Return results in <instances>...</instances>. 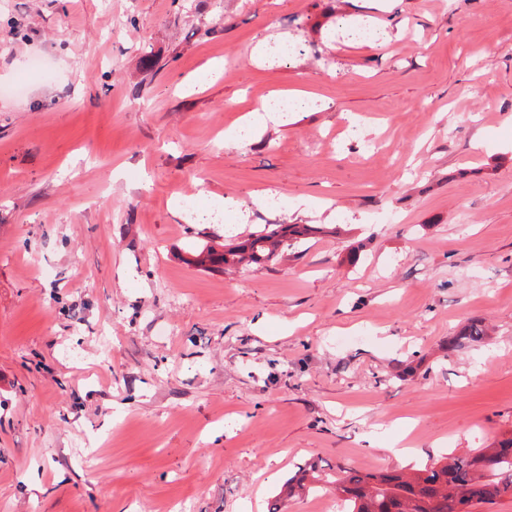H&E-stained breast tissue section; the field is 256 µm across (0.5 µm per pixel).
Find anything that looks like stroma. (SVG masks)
Wrapping results in <instances>:
<instances>
[{
	"label": "stroma",
	"instance_id": "1",
	"mask_svg": "<svg viewBox=\"0 0 512 512\" xmlns=\"http://www.w3.org/2000/svg\"><path fill=\"white\" fill-rule=\"evenodd\" d=\"M268 224L321 232L191 261ZM510 431L512 0H0V512H269ZM279 100H285V105L280 106L275 102ZM314 102H321V100L314 99L306 94L293 95L288 98L278 96L266 98L247 113L243 124L236 129L235 133L242 138L251 136L263 127L268 120L282 119L288 115V112H299L307 107H312ZM264 228L249 235L243 241L224 245V251L218 252L211 247H204L197 255L200 265L206 263L225 267H248L261 261H270L277 256V251L288 240V247L298 237L319 232V228L309 224H278L275 228Z\"/></svg>",
	"mask_w": 512,
	"mask_h": 512
}]
</instances>
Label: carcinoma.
Masks as SVG:
<instances>
[{"instance_id": "1", "label": "carcinoma", "mask_w": 512, "mask_h": 512, "mask_svg": "<svg viewBox=\"0 0 512 512\" xmlns=\"http://www.w3.org/2000/svg\"><path fill=\"white\" fill-rule=\"evenodd\" d=\"M316 231L309 224H278L226 245L221 252L205 247L196 255L197 263L248 267L272 260L285 241ZM483 336L482 326L469 325L451 345L478 342ZM322 482L334 487L344 512H470L475 504H494L512 496V434L465 456L419 467L371 472L339 466L333 477L315 467L305 468L282 486L280 494L286 499Z\"/></svg>"}]
</instances>
